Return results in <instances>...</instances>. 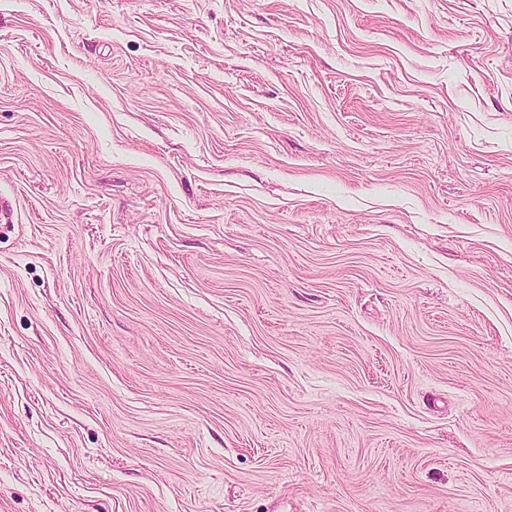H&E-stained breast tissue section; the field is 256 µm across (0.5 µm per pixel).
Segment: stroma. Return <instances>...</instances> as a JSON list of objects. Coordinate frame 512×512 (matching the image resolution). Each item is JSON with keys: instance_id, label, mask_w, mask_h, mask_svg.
I'll list each match as a JSON object with an SVG mask.
<instances>
[{"instance_id": "35a3bbf8", "label": "stroma", "mask_w": 512, "mask_h": 512, "mask_svg": "<svg viewBox=\"0 0 512 512\" xmlns=\"http://www.w3.org/2000/svg\"><path fill=\"white\" fill-rule=\"evenodd\" d=\"M0 512H512V0H0Z\"/></svg>"}]
</instances>
